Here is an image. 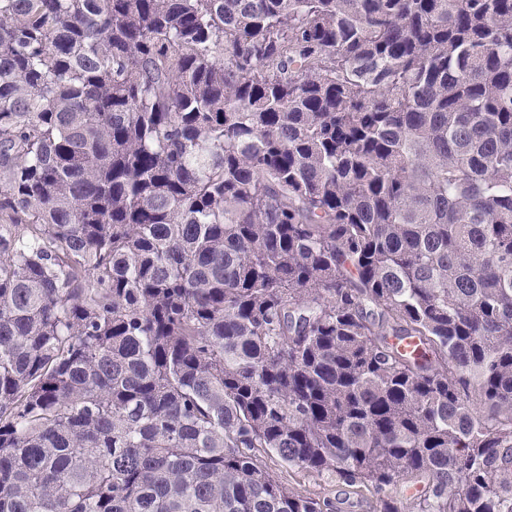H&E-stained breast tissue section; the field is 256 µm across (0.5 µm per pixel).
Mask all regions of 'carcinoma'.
<instances>
[{
    "label": "carcinoma",
    "instance_id": "carcinoma-1",
    "mask_svg": "<svg viewBox=\"0 0 512 512\" xmlns=\"http://www.w3.org/2000/svg\"><path fill=\"white\" fill-rule=\"evenodd\" d=\"M512 512V0H0V512ZM272 467L275 476L290 487L302 493H319L334 498L336 512H374L372 508L373 498L368 492L363 496L355 493V488L347 487L338 482L334 474H310L297 468L281 467L277 463L267 460Z\"/></svg>",
    "mask_w": 512,
    "mask_h": 512
}]
</instances>
